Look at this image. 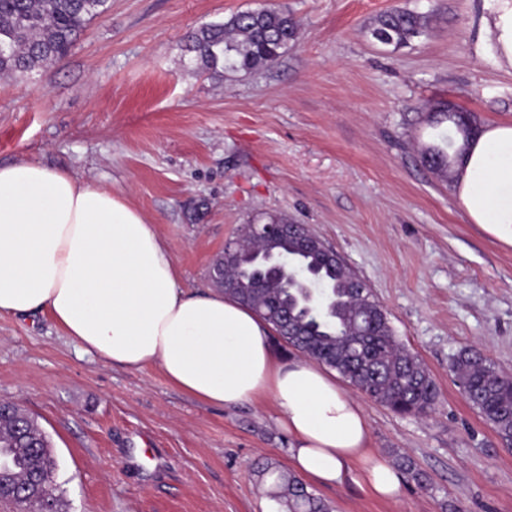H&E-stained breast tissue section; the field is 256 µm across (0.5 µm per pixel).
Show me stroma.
Masks as SVG:
<instances>
[{
	"instance_id": "35a3bbf8",
	"label": "stroma",
	"mask_w": 512,
	"mask_h": 512,
	"mask_svg": "<svg viewBox=\"0 0 512 512\" xmlns=\"http://www.w3.org/2000/svg\"><path fill=\"white\" fill-rule=\"evenodd\" d=\"M262 0H111L64 58L0 78V164L35 161L121 194L154 224L184 287L243 225L305 224L373 290L440 392L434 413H394L360 390L370 448L408 457L395 500L362 465L309 488L332 512H512V446L448 370L474 346L512 373V248L468 223L455 186L420 161L451 102L512 123V72L481 38L484 0H272L298 38L272 67L199 70L188 35ZM400 7L430 28L394 47L368 33ZM0 402L49 436L60 512H276L261 467L286 471L291 437L268 399L213 406L85 354L50 317L0 316Z\"/></svg>"
}]
</instances>
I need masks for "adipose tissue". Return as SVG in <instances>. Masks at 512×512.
I'll return each mask as SVG.
<instances>
[{
    "label": "adipose tissue",
    "mask_w": 512,
    "mask_h": 512,
    "mask_svg": "<svg viewBox=\"0 0 512 512\" xmlns=\"http://www.w3.org/2000/svg\"><path fill=\"white\" fill-rule=\"evenodd\" d=\"M482 31L512 69V0H487ZM470 223L512 247V124L483 126L457 168ZM43 312L84 352L132 370L159 366L178 389L215 406L272 400L293 440L295 470L339 482L347 461L396 499L400 477L370 457L361 404L313 361H284L270 325L222 292L178 280L143 213L111 188L35 162L0 164V314Z\"/></svg>",
    "instance_id": "obj_1"
}]
</instances>
